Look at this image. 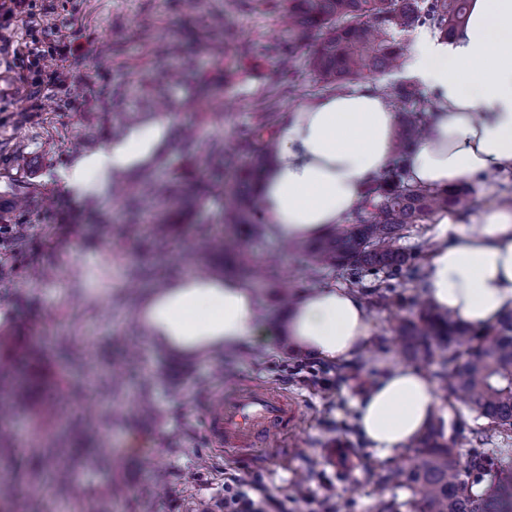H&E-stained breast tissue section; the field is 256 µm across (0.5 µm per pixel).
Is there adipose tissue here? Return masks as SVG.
Wrapping results in <instances>:
<instances>
[{"label": "adipose tissue", "instance_id": "1", "mask_svg": "<svg viewBox=\"0 0 512 512\" xmlns=\"http://www.w3.org/2000/svg\"><path fill=\"white\" fill-rule=\"evenodd\" d=\"M406 67L439 104L402 156L409 185H479L495 170L512 168V0H470L453 43L420 37ZM397 122L386 96L367 86L333 91L286 113L259 187V222L294 242L343 226L397 155ZM170 125L162 115L126 128L63 171L64 186L82 196L90 174L147 167L166 148ZM433 235L424 278L431 305L474 328L512 311V209L489 206L469 224L444 218ZM262 306L249 281L190 274L144 294L136 317L157 347L196 356L247 349ZM285 330L295 353L343 365L365 353L373 325L359 292L328 283L294 297ZM439 405L423 371L383 360L357 400L360 431L370 448L390 457L417 441Z\"/></svg>", "mask_w": 512, "mask_h": 512}]
</instances>
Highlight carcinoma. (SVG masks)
<instances>
[{
    "instance_id": "carcinoma-1",
    "label": "carcinoma",
    "mask_w": 512,
    "mask_h": 512,
    "mask_svg": "<svg viewBox=\"0 0 512 512\" xmlns=\"http://www.w3.org/2000/svg\"><path fill=\"white\" fill-rule=\"evenodd\" d=\"M288 28L283 44L288 49L311 31L321 32L311 65L318 81L337 89L366 73L389 72L399 67L404 36L421 23L436 30L440 38L455 37L467 19L469 0H287ZM388 95L403 108L416 97L406 83L389 88ZM274 110L259 113L255 126L244 135L251 160L238 167L232 187L224 182L228 156L224 146H210L208 168L178 174L169 181L154 177L144 191L159 208L151 225L153 242H168L172 224L169 215L180 205L176 185L181 179L195 182L199 196L217 197L224 205L220 228L208 227L197 235L199 250L239 255L242 247L234 229L245 225L243 214L256 205L254 187L267 168L272 146ZM423 133V125L407 118L400 123L397 140L406 147ZM469 191L424 190L406 184L398 166L384 182L373 186L355 212L352 224L329 232L307 244L303 252L310 265L338 271L351 286H360L370 276L378 282L379 298H393L394 280L404 267L415 265L419 251L400 247L404 231L440 211L451 212L469 205ZM406 350L416 360L431 361L440 353L432 377L444 390L488 424L512 436V311L496 324L471 328L436 308L422 306L416 319L397 326ZM0 389L12 407L24 409L31 401L32 387L25 380L0 376ZM512 450L492 448L463 464L448 443L440 421H432L409 449L408 464L398 472L378 475L384 484H396L411 492V498L382 502L377 512H512V475L480 493L474 487L484 482ZM8 501L10 512H25L15 497L14 483L0 477V502Z\"/></svg>"
}]
</instances>
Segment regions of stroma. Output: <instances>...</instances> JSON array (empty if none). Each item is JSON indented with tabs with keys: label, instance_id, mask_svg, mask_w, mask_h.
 Masks as SVG:
<instances>
[{
	"label": "stroma",
	"instance_id": "stroma-1",
	"mask_svg": "<svg viewBox=\"0 0 512 512\" xmlns=\"http://www.w3.org/2000/svg\"><path fill=\"white\" fill-rule=\"evenodd\" d=\"M279 2L263 0L228 17L224 0H53L46 22L66 23L74 46L63 63L66 84L22 83L0 100V225H24L27 237L19 249L0 244V374L43 386L65 422L53 435L39 410L0 416V432L12 440L0 450V476L27 466L33 512L48 502L55 512H145L147 500L152 512H221L225 486L240 481L287 500L288 512H375L378 499L411 496L378 483L377 473L395 470L403 457L367 447L356 401L377 361L401 362L392 326L423 302V273L404 270L398 303L371 307L375 332L359 370L316 359L312 372L299 373L280 294L341 278L312 269L300 248L271 234L245 237L246 256L280 272L255 283L266 303L262 329L247 351L181 358L141 333L136 307L158 277L192 271L184 257L196 230L219 222L221 201L175 211L179 243L163 252L128 232L111 179L76 198L58 177L73 159L119 136V117L153 111L162 98L188 106L172 114L168 146L149 167L159 177L204 169L214 142L238 152L240 134L265 107L281 114L325 94L310 67L315 38L281 63ZM171 52L183 63L175 81L167 78ZM213 99L222 100L223 118L211 117ZM471 198L457 222L512 204V176L492 174ZM36 267L49 275L32 278ZM89 351L97 368L83 374L69 358ZM240 386L281 395L298 410L257 455L210 434L214 401ZM440 408L463 459L478 442L501 447V436L460 402L444 397ZM50 445L54 454L33 464V450ZM57 464L70 472L63 493L51 479Z\"/></svg>",
	"mask_w": 512,
	"mask_h": 512
}]
</instances>
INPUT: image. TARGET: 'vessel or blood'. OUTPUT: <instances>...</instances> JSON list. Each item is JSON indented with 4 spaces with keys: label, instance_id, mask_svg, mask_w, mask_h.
<instances>
[{
    "label": "vessel or blood",
    "instance_id": "1",
    "mask_svg": "<svg viewBox=\"0 0 512 512\" xmlns=\"http://www.w3.org/2000/svg\"><path fill=\"white\" fill-rule=\"evenodd\" d=\"M294 409L276 394L256 388L239 390L211 423L217 441L233 448L253 447L277 432Z\"/></svg>",
    "mask_w": 512,
    "mask_h": 512
}]
</instances>
